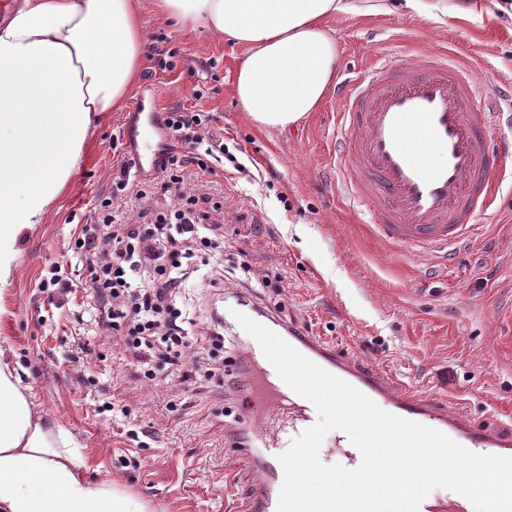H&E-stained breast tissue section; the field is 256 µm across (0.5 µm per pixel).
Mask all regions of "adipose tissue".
Wrapping results in <instances>:
<instances>
[{
    "label": "adipose tissue",
    "mask_w": 512,
    "mask_h": 512,
    "mask_svg": "<svg viewBox=\"0 0 512 512\" xmlns=\"http://www.w3.org/2000/svg\"><path fill=\"white\" fill-rule=\"evenodd\" d=\"M160 17L243 45L235 96L254 122L284 130L336 82L327 19L344 0H154ZM148 42L141 0H13L0 18V298L17 240L55 210L101 116L120 111ZM0 349V512H147L120 481H91L77 442L35 410Z\"/></svg>",
    "instance_id": "adipose-tissue-1"
}]
</instances>
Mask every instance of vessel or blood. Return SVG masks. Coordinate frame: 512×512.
<instances>
[{"label": "vessel or blood", "instance_id": "obj_1", "mask_svg": "<svg viewBox=\"0 0 512 512\" xmlns=\"http://www.w3.org/2000/svg\"><path fill=\"white\" fill-rule=\"evenodd\" d=\"M342 104L336 170L343 193L369 206L388 240L426 251L456 250L472 236L474 214L500 188L499 160L512 139L496 135L488 99L468 63L447 53H421L414 67L389 59L336 86ZM128 149L138 172L155 174L159 145L133 137ZM224 329L245 345L253 366L254 395L245 407L250 440L227 434L235 464L259 474L249 512H277L284 481L278 450L287 437L314 425V405L278 376L259 343L224 315ZM288 342L320 367L354 386L381 409L435 428L479 454L512 456V431L481 427L452 404L398 386L357 353L323 337L289 328ZM419 512H473L461 495L430 493Z\"/></svg>", "mask_w": 512, "mask_h": 512}]
</instances>
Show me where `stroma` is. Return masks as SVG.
Instances as JSON below:
<instances>
[{"instance_id":"obj_1","label":"stroma","mask_w":512,"mask_h":512,"mask_svg":"<svg viewBox=\"0 0 512 512\" xmlns=\"http://www.w3.org/2000/svg\"><path fill=\"white\" fill-rule=\"evenodd\" d=\"M386 2L381 13L328 19L339 74L448 49L484 89L512 86V32L491 0L470 13L457 11L461 0H434L429 19ZM144 17L150 52L126 109L103 118L48 222L20 234L16 280L0 300V348L20 364L37 410L80 444L90 476L119 479L151 512H245L254 483L249 469L225 479L228 396L218 380H141L118 337L97 335L80 260L71 267L78 293L55 297L49 308L39 291L45 262L67 251L74 216L111 187L113 141L140 128L136 105L150 99L162 112H207L223 134L226 160L198 209L222 204L224 266L245 261L268 275L262 307L357 350L400 384L454 400L477 424L512 429V157L501 164L496 201L474 218L477 235L454 256L399 246L336 186L335 95L287 132L261 129L233 93L244 46L179 29L149 10ZM48 309L52 317L39 322ZM108 402L124 414L106 411Z\"/></svg>"}]
</instances>
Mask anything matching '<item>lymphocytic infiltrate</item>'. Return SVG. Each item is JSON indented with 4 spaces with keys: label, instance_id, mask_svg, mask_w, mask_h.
<instances>
[{
    "label": "lymphocytic infiltrate",
    "instance_id": "1",
    "mask_svg": "<svg viewBox=\"0 0 512 512\" xmlns=\"http://www.w3.org/2000/svg\"><path fill=\"white\" fill-rule=\"evenodd\" d=\"M160 129V178L136 177L134 159L124 158L112 175L110 195L76 225L70 245L85 260L98 332L120 337L141 363L144 379L156 381L162 363L210 378L213 359L224 351V318L213 307L224 288V270L212 262L224 241L201 223L195 206L203 177L214 172L212 160L224 154V138L198 112L165 113ZM159 194L173 196L175 204L157 212L153 222L116 223L117 212L147 210ZM197 272L204 283L194 321L179 296ZM199 336L209 346L205 363L191 354Z\"/></svg>",
    "mask_w": 512,
    "mask_h": 512
}]
</instances>
